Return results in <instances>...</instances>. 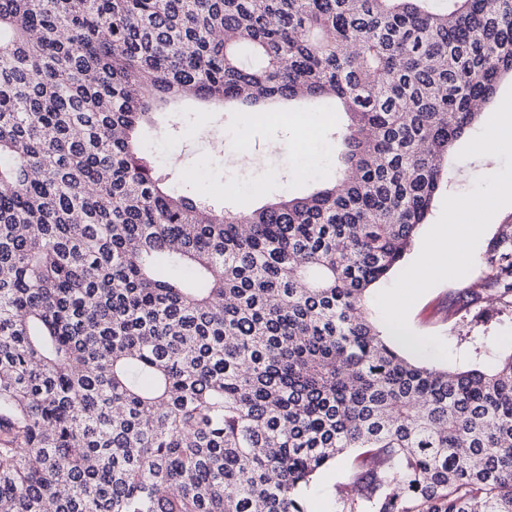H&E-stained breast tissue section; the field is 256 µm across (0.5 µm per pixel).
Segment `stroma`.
<instances>
[{
    "mask_svg": "<svg viewBox=\"0 0 512 512\" xmlns=\"http://www.w3.org/2000/svg\"><path fill=\"white\" fill-rule=\"evenodd\" d=\"M175 120L159 116L144 127L145 148L168 176L170 187L212 207L249 211L267 202L309 190L312 179L336 175V154L331 149L328 127H321L310 141H303V125L297 116L304 106L292 104V119L280 123L254 124L237 107L214 109L196 100L179 103ZM512 120V82L502 83L488 112L470 135L459 141L448 160L451 184L436 197L430 221L425 224L404 264L396 268L369 293V305L380 323H387L390 305L402 303L405 335L418 343L412 354L441 367L464 369L473 362L463 340L465 323L448 318V302L472 279L474 260L484 251L498 225L512 216V141L498 145L493 168H485L480 142L494 138L499 125ZM248 149L254 163L242 167L234 155ZM178 156L179 166L166 163ZM485 201L478 212L465 211V199ZM477 222L476 236L467 238V261L447 275L426 281L413 280L410 265L427 262L438 239L460 236L465 225ZM351 457L344 456L317 476L304 490L310 512H336L338 492L347 488Z\"/></svg>",
    "mask_w": 512,
    "mask_h": 512,
    "instance_id": "stroma-1",
    "label": "stroma"
}]
</instances>
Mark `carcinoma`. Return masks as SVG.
I'll return each mask as SVG.
<instances>
[{
    "mask_svg": "<svg viewBox=\"0 0 512 512\" xmlns=\"http://www.w3.org/2000/svg\"><path fill=\"white\" fill-rule=\"evenodd\" d=\"M430 2L0 0V512H308L348 452L337 512H512V353L440 368L367 308L512 80V0ZM180 98L339 106L340 170L168 192L136 134ZM476 269L511 313L512 223ZM352 457L344 456L317 476L307 488L304 496L311 512H336L339 488L349 485Z\"/></svg>",
    "mask_w": 512,
    "mask_h": 512,
    "instance_id": "obj_1",
    "label": "carcinoma"
}]
</instances>
